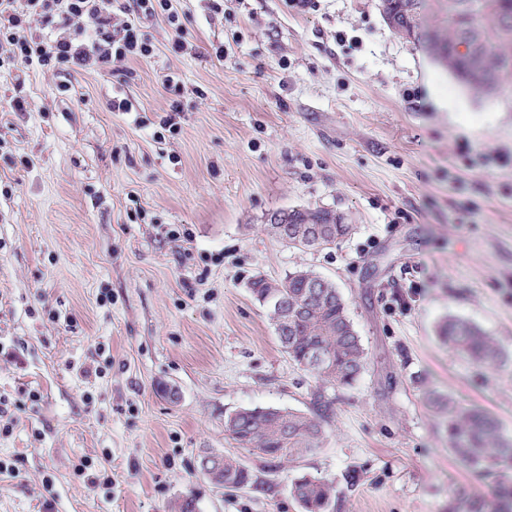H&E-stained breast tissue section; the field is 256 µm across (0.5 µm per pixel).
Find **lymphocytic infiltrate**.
I'll return each instance as SVG.
<instances>
[{
    "instance_id": "obj_1",
    "label": "lymphocytic infiltrate",
    "mask_w": 512,
    "mask_h": 512,
    "mask_svg": "<svg viewBox=\"0 0 512 512\" xmlns=\"http://www.w3.org/2000/svg\"><path fill=\"white\" fill-rule=\"evenodd\" d=\"M159 14L173 32L175 50H191L187 28L171 12L170 0H0V47L21 72L33 65L108 72L127 60L153 57L154 43L138 19ZM35 21L50 25V34L29 35Z\"/></svg>"
}]
</instances>
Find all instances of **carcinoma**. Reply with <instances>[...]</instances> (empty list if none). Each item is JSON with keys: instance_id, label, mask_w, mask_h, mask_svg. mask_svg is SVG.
Segmentation results:
<instances>
[{"instance_id": "obj_1", "label": "carcinoma", "mask_w": 512, "mask_h": 512, "mask_svg": "<svg viewBox=\"0 0 512 512\" xmlns=\"http://www.w3.org/2000/svg\"><path fill=\"white\" fill-rule=\"evenodd\" d=\"M389 26L422 33L418 39L433 58L467 86L486 93L512 89V0H389ZM323 229L327 247L346 237L352 225L327 209H296L276 213L265 225L269 235L297 249H315L302 238ZM250 292L263 307L282 350L295 365L313 373L324 387H350L365 369L367 354L336 284L319 274L296 269L281 282L256 277ZM288 300V310L277 302ZM448 348L476 364L496 366L504 361L497 342L477 325L450 316L439 329ZM448 409L451 450L479 476L493 479L490 494L478 495L461 486L448 500V512H512V441L501 434L490 414L464 407L453 399ZM330 402L317 394L308 414L277 407L243 408L229 414L225 431L256 456V470L232 456L219 463L199 460L218 489L241 490L257 486V471L278 472L319 447ZM301 512H331L332 484L302 474L288 485Z\"/></svg>"}]
</instances>
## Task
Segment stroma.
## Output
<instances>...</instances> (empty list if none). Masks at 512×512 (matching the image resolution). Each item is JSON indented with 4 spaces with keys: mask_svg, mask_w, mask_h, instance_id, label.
<instances>
[{
    "mask_svg": "<svg viewBox=\"0 0 512 512\" xmlns=\"http://www.w3.org/2000/svg\"><path fill=\"white\" fill-rule=\"evenodd\" d=\"M171 4L196 52L174 51L163 16L141 19L155 54L127 62L131 80L0 69V397L17 419L0 433L17 470L0 512H169L188 492L197 512H300L288 483L303 473L333 482V512H446L457 486L488 493L437 402L512 438V91L461 84L378 0ZM118 94L149 126L107 109ZM293 208L353 230L288 246L264 226ZM299 267L343 294L366 369L326 390L318 448L230 495L198 469L204 452L250 462L225 416L312 409L315 379L248 288ZM451 316L493 336L503 364L450 351Z\"/></svg>",
    "mask_w": 512,
    "mask_h": 512,
    "instance_id": "35a3bbf8",
    "label": "stroma"
}]
</instances>
